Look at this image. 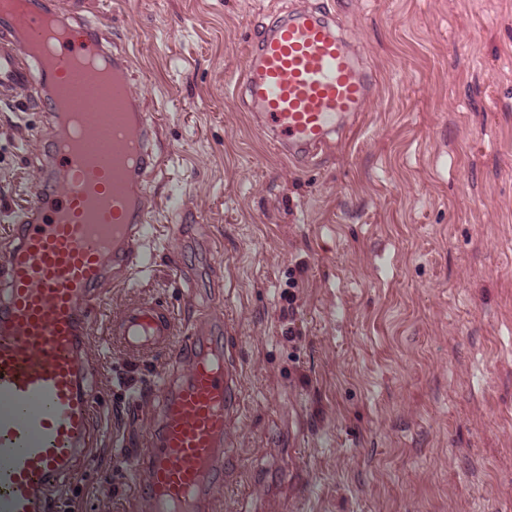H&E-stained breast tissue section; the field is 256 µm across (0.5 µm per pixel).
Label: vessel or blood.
Masks as SVG:
<instances>
[{"mask_svg": "<svg viewBox=\"0 0 512 512\" xmlns=\"http://www.w3.org/2000/svg\"><path fill=\"white\" fill-rule=\"evenodd\" d=\"M60 12L58 0H0V102L35 101L52 128L33 197L0 212V512H69L55 489L90 468L93 413L107 404L87 378L103 289L153 261L143 245L158 123L98 23ZM240 88L275 148L302 160L374 94L316 11L291 13L252 43ZM111 336L129 357L169 359L147 442L128 452L145 512H211L238 406L223 319L205 313L181 329L168 306L135 301L113 315Z\"/></svg>", "mask_w": 512, "mask_h": 512, "instance_id": "obj_1", "label": "vessel or blood"}]
</instances>
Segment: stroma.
<instances>
[{"instance_id":"1","label":"stroma","mask_w":512,"mask_h":512,"mask_svg":"<svg viewBox=\"0 0 512 512\" xmlns=\"http://www.w3.org/2000/svg\"><path fill=\"white\" fill-rule=\"evenodd\" d=\"M159 122L152 272L106 288L88 372L107 390L89 452L109 512H140L117 443L165 361L127 368L112 310H222L239 365L227 507L512 512V0H92ZM325 11L375 95L327 148L276 153L233 92L260 26ZM0 102V209L26 203L47 141Z\"/></svg>"}]
</instances>
